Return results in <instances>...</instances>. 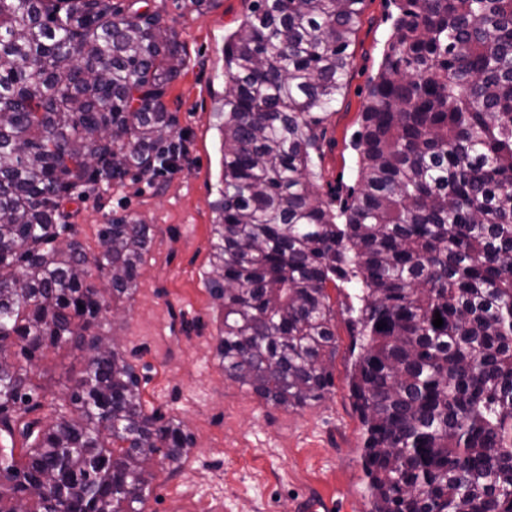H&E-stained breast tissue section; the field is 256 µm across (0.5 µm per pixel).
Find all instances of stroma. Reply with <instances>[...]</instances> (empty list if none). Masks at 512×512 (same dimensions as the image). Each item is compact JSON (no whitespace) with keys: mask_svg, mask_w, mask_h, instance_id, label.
I'll list each match as a JSON object with an SVG mask.
<instances>
[{"mask_svg":"<svg viewBox=\"0 0 512 512\" xmlns=\"http://www.w3.org/2000/svg\"><path fill=\"white\" fill-rule=\"evenodd\" d=\"M190 59L165 98L187 153L155 180L123 185L66 204L74 234L88 254L98 231L130 215L151 229L152 243L132 296L111 302L101 331L135 365L144 400L181 421L194 445L180 472L153 465L148 512H370L361 462L362 427L350 397L352 338L336 318L333 386L325 398L296 409L266 404L225 378L214 355L223 312L205 287L218 195L221 152L213 102L224 91V39L248 0H215L199 12L178 0H148ZM393 0H365L352 48L345 100L327 122L322 195H346L356 180L350 147L367 85L378 71ZM86 351L47 349L30 374L43 395L41 417L70 410L69 389L85 368Z\"/></svg>","mask_w":512,"mask_h":512,"instance_id":"stroma-1","label":"stroma"}]
</instances>
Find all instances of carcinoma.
I'll return each mask as SVG.
<instances>
[{
    "instance_id": "cac0c4a2",
    "label": "carcinoma",
    "mask_w": 512,
    "mask_h": 512,
    "mask_svg": "<svg viewBox=\"0 0 512 512\" xmlns=\"http://www.w3.org/2000/svg\"><path fill=\"white\" fill-rule=\"evenodd\" d=\"M364 2L250 0L224 40L215 356L267 403L322 399L334 288L360 341L349 391L371 512H512V0H395L352 143L358 184L338 206L315 167ZM137 4L0 0V500L15 502L0 512H144L150 463L176 471L192 445L146 412L134 365L99 332L109 304L91 268L131 296L149 225L113 218L93 257L57 245L65 202L183 153L164 97L187 61ZM69 344L88 352L79 419L22 421L42 407L29 368Z\"/></svg>"
}]
</instances>
